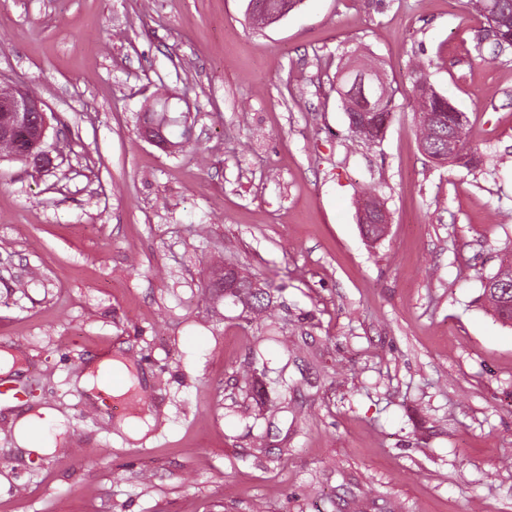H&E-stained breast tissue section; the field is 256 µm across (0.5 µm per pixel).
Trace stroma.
<instances>
[{"mask_svg": "<svg viewBox=\"0 0 512 512\" xmlns=\"http://www.w3.org/2000/svg\"><path fill=\"white\" fill-rule=\"evenodd\" d=\"M248 3L0 0V80L53 128L52 167L0 157V512H512V324L482 297L512 257V61L464 0H303L263 28ZM357 56L395 90L373 144L332 82ZM416 58L475 167L421 151ZM160 95L193 128L176 152L140 135ZM227 265L274 287L295 353L210 288ZM100 347L126 393L80 386ZM43 411L31 453L15 422Z\"/></svg>", "mask_w": 512, "mask_h": 512, "instance_id": "obj_1", "label": "stroma"}]
</instances>
